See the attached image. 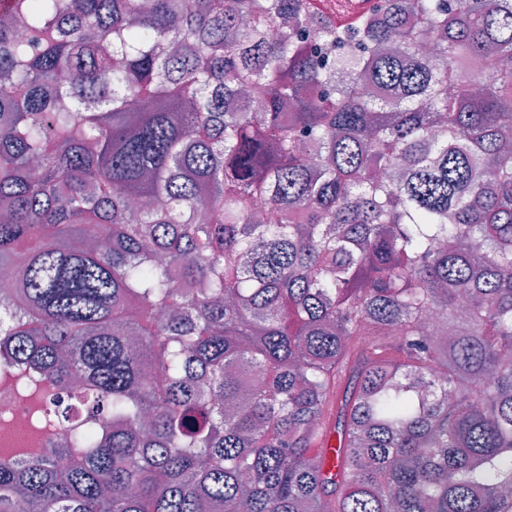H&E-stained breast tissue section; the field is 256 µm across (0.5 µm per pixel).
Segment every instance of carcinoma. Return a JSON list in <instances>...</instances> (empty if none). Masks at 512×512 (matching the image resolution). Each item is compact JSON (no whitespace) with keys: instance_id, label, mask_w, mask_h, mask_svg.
<instances>
[{"instance_id":"carcinoma-1","label":"carcinoma","mask_w":512,"mask_h":512,"mask_svg":"<svg viewBox=\"0 0 512 512\" xmlns=\"http://www.w3.org/2000/svg\"><path fill=\"white\" fill-rule=\"evenodd\" d=\"M510 60L512 0H0V512H512ZM29 370L24 363L17 362L9 369L0 368V411H6L14 428H6L0 419V447L25 448L22 444L24 432L28 428L30 408L28 400L15 390L13 375L21 370Z\"/></svg>"}]
</instances>
